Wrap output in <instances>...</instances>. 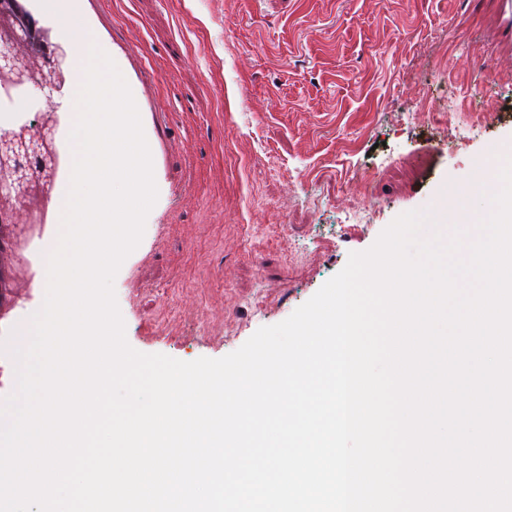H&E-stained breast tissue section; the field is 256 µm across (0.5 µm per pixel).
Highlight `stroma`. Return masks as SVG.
Masks as SVG:
<instances>
[{"label":"stroma","instance_id":"obj_1","mask_svg":"<svg viewBox=\"0 0 512 512\" xmlns=\"http://www.w3.org/2000/svg\"><path fill=\"white\" fill-rule=\"evenodd\" d=\"M81 2L89 37L139 86L152 144L158 199L114 280L145 354L232 353L512 139L502 0ZM485 101L493 120L462 144L410 116ZM17 230L21 285L0 305L16 327L42 302L54 225Z\"/></svg>","mask_w":512,"mask_h":512}]
</instances>
